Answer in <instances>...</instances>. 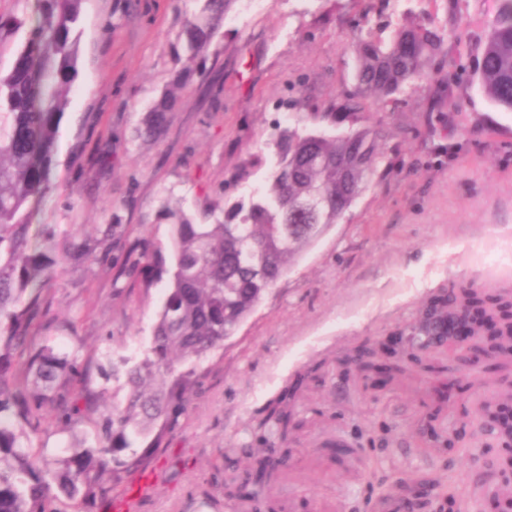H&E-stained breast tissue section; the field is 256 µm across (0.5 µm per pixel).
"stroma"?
Segmentation results:
<instances>
[{"mask_svg": "<svg viewBox=\"0 0 512 512\" xmlns=\"http://www.w3.org/2000/svg\"><path fill=\"white\" fill-rule=\"evenodd\" d=\"M501 0H263L243 11L232 0L202 57L176 60L171 46L198 0H83L78 76L54 148V186L31 203L33 232L56 225L94 247V263L66 262L52 289L44 344L80 346L95 362L107 348L128 356L149 346L167 275L114 280L101 230L120 216L126 230L170 260L162 200L198 224L260 192L280 133L327 131L318 112L347 104L356 86L353 37L378 29L377 12L455 27L428 77L394 105L365 101L358 121L382 155L371 181L253 312L201 366L187 418L155 465L158 480L137 512H189L202 491L224 492V469L252 468L264 453L256 421L269 400L306 366L318 372L296 404L293 450L266 489L289 512H375L398 476L447 483L464 512H480L497 488L488 471L499 454L477 410L512 398V372L447 366L448 407L429 418L433 380L410 364L408 342L423 311L467 284L512 292V112L479 85ZM183 82L163 135L140 137L147 110ZM398 342L409 369L367 390L350 365L361 345ZM455 442L444 467L430 436Z\"/></svg>", "mask_w": 512, "mask_h": 512, "instance_id": "stroma-1", "label": "stroma"}]
</instances>
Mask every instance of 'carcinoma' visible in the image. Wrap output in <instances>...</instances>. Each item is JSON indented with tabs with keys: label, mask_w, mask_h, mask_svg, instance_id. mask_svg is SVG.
<instances>
[{
	"label": "carcinoma",
	"mask_w": 512,
	"mask_h": 512,
	"mask_svg": "<svg viewBox=\"0 0 512 512\" xmlns=\"http://www.w3.org/2000/svg\"><path fill=\"white\" fill-rule=\"evenodd\" d=\"M83 0H41L28 37L0 70V512H80L79 507L124 486L147 470L157 449L183 424L199 369L253 311L262 295L287 271L322 229L338 223L367 187L376 167L375 137L368 128L326 135L290 129L276 141L277 161L265 193L236 203L218 224H196L165 202L172 221L173 265L149 348L139 358L103 353L101 382L92 386L90 365L74 348L40 344L30 326L48 315L44 291L61 275L49 257L56 231L30 235L28 204L53 185L54 146L67 108L65 91L78 72ZM184 15L175 57L199 56L224 21L231 0H201ZM384 42L372 29H358L357 88L360 98L380 103L414 89L426 66L448 41V31L420 18L387 21ZM481 88L497 108L512 112V0H502L490 25L478 74ZM174 96L161 98L147 113L140 135L155 139L168 124ZM118 219L106 236L121 250L114 281L131 271L151 273L142 240L117 234ZM445 326L442 318L420 322L424 350ZM484 359L499 357L512 340V313L490 328ZM374 349L363 346L357 361L364 385L375 383ZM116 383L110 389L108 382ZM299 384L285 387L264 408L258 428L269 429L270 451L259 475H224V498L257 501L264 479L290 457L289 429L297 427ZM112 391V405L96 402ZM85 429L71 432L56 448L42 442L52 423ZM112 477L105 488L101 477ZM426 475L401 480L398 492L383 495L380 512H405L417 502L441 509L454 503L438 496Z\"/></svg>",
	"instance_id": "cac0c4a2"
}]
</instances>
